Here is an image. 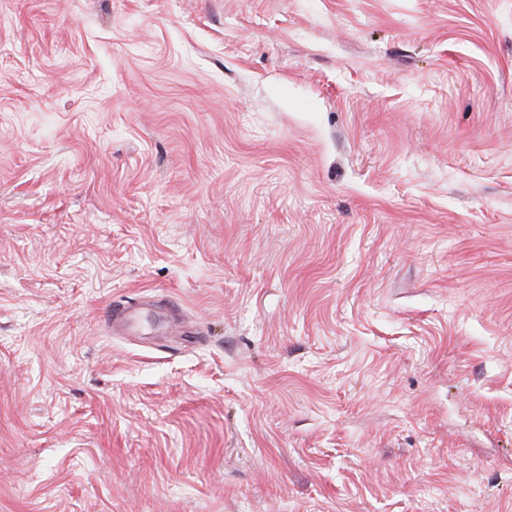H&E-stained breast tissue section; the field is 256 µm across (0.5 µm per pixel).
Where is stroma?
I'll list each match as a JSON object with an SVG mask.
<instances>
[{
	"label": "stroma",
	"mask_w": 512,
	"mask_h": 512,
	"mask_svg": "<svg viewBox=\"0 0 512 512\" xmlns=\"http://www.w3.org/2000/svg\"><path fill=\"white\" fill-rule=\"evenodd\" d=\"M0 512H512V0H0ZM150 305L157 307L168 317L179 315L178 307L170 300L158 296H141L135 304L114 301L104 314L103 321L111 327L112 333L140 332L139 314L145 306Z\"/></svg>",
	"instance_id": "obj_1"
}]
</instances>
